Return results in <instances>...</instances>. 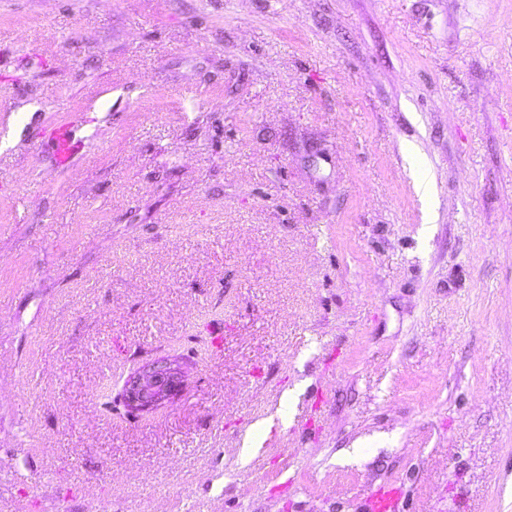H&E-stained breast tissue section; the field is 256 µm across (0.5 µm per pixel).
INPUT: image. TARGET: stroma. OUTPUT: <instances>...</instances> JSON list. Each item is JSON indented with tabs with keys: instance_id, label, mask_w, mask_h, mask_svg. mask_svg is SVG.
Here are the masks:
<instances>
[{
	"instance_id": "stroma-1",
	"label": "stroma",
	"mask_w": 512,
	"mask_h": 512,
	"mask_svg": "<svg viewBox=\"0 0 512 512\" xmlns=\"http://www.w3.org/2000/svg\"><path fill=\"white\" fill-rule=\"evenodd\" d=\"M383 483L512 512V0H0V512ZM44 139L49 144L55 167L59 170H68L72 158L79 148L74 137V126L66 119L52 125L44 133ZM160 368L168 369L174 383L171 387L159 389L155 372ZM185 371L182 366L168 358L145 362L131 372L125 379L122 395L129 406L137 412H149L164 405H171L181 395L185 383Z\"/></svg>"
}]
</instances>
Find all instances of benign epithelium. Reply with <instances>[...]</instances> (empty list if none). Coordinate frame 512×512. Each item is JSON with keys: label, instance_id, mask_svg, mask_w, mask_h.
<instances>
[{"label": "benign epithelium", "instance_id": "benign-epithelium-1", "mask_svg": "<svg viewBox=\"0 0 512 512\" xmlns=\"http://www.w3.org/2000/svg\"><path fill=\"white\" fill-rule=\"evenodd\" d=\"M185 383L182 366L168 358L140 365L125 379L122 395L137 412H149L171 405L181 395Z\"/></svg>", "mask_w": 512, "mask_h": 512}]
</instances>
